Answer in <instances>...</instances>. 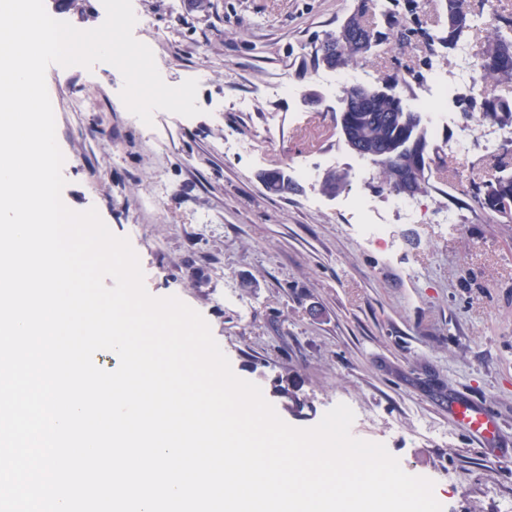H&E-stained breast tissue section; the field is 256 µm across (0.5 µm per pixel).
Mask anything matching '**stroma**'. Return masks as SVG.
I'll return each mask as SVG.
<instances>
[{
	"label": "stroma",
	"mask_w": 512,
	"mask_h": 512,
	"mask_svg": "<svg viewBox=\"0 0 512 512\" xmlns=\"http://www.w3.org/2000/svg\"><path fill=\"white\" fill-rule=\"evenodd\" d=\"M132 6L135 38L168 85L198 80L202 113L159 110L148 126L123 104L113 65H51L65 205L96 208L128 238L148 293L200 312L234 374L260 386L284 422L310 428L347 404L352 435L384 443L402 469L433 480L443 512H512V224L460 202L470 181L498 176L500 150H483L474 129L471 153L432 169L411 211L395 209L376 190L377 167L341 135L332 70L311 60L355 0ZM421 57L410 46H377L351 67L352 81L380 85ZM454 66L438 53L431 67L441 82H413L406 96L413 110L446 113L426 125L441 149L465 122L457 100L469 88ZM281 81L292 95L273 92ZM81 97L89 108L77 123L70 109ZM277 167L299 192L265 189L260 174ZM331 171L347 183L327 194ZM155 192L160 204L143 208ZM450 211L456 223H443ZM365 224L382 226V237L364 235ZM280 384L300 409H285ZM459 396L495 410L499 449L478 448L449 420Z\"/></svg>",
	"instance_id": "35a3bbf8"
}]
</instances>
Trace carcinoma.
Returning <instances> with one entry per match:
<instances>
[{"instance_id":"1","label":"carcinoma","mask_w":512,"mask_h":512,"mask_svg":"<svg viewBox=\"0 0 512 512\" xmlns=\"http://www.w3.org/2000/svg\"><path fill=\"white\" fill-rule=\"evenodd\" d=\"M383 7L382 15L391 14L387 4L376 0H356L355 12L334 32L326 35L315 48L314 64L324 63L335 70L344 68L369 54L386 41L404 45L413 40L435 52L441 47L452 53L464 32L473 28L489 13L487 25L492 33L480 54L476 55V71L480 88L461 98L464 115L476 113L500 127L512 128V101L495 93L496 86L512 82V10L501 6V0H444L443 16L430 23L417 17L411 26L389 24L386 32L375 29L369 16ZM370 29L373 41L364 44L355 38V32ZM422 76L420 72H395L378 87L350 85L342 88L341 103L361 99L356 108L340 112V129L347 145L375 153L372 162L378 167V188L391 194H401L402 175H410L415 192L425 193L431 188L429 173L438 158V151L430 149L427 133L422 127L421 113L407 108L394 89L410 87L409 78ZM463 195L472 200L496 224H512V172L493 181L471 182Z\"/></svg>"}]
</instances>
